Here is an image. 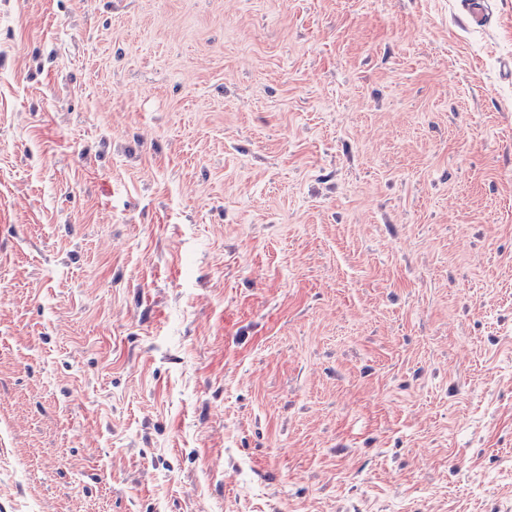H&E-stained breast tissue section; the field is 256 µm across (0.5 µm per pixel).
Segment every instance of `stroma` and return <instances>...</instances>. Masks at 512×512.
<instances>
[{"instance_id": "1", "label": "stroma", "mask_w": 512, "mask_h": 512, "mask_svg": "<svg viewBox=\"0 0 512 512\" xmlns=\"http://www.w3.org/2000/svg\"><path fill=\"white\" fill-rule=\"evenodd\" d=\"M0 0V512H512V0Z\"/></svg>"}]
</instances>
